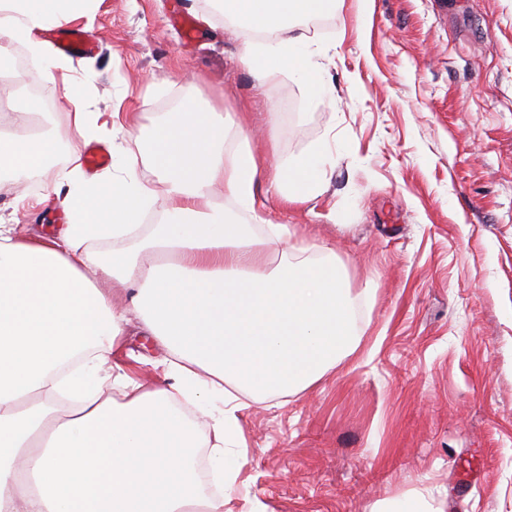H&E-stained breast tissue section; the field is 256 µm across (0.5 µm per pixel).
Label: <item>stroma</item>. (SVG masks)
<instances>
[{"instance_id":"35a3bbf8","label":"stroma","mask_w":512,"mask_h":512,"mask_svg":"<svg viewBox=\"0 0 512 512\" xmlns=\"http://www.w3.org/2000/svg\"><path fill=\"white\" fill-rule=\"evenodd\" d=\"M326 18L300 24L325 46L316 96L285 69L257 85L240 62L254 33L212 0H102L84 28L96 50L68 55L63 78L11 47L17 98L40 102L58 152L0 187V216L56 235L67 219L45 186L94 144L143 154L187 100L233 113L225 156L329 150L315 198L286 207L259 184L253 233L285 224L335 251L361 343L311 388L239 411L246 463L226 512H380L402 496L512 512V0H336ZM78 106L97 139L73 125ZM116 112L134 114L130 133H113ZM132 355L138 383L161 386L165 353L134 324L114 359Z\"/></svg>"}]
</instances>
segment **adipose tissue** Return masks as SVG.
I'll return each instance as SVG.
<instances>
[{"label": "adipose tissue", "instance_id": "obj_1", "mask_svg": "<svg viewBox=\"0 0 512 512\" xmlns=\"http://www.w3.org/2000/svg\"><path fill=\"white\" fill-rule=\"evenodd\" d=\"M100 0H0V39L27 47L46 74L60 63L39 34L91 19ZM333 0H224V10L265 41L247 44L242 64L258 80L281 68L311 93H325L323 47L288 35L290 22ZM31 100L0 113V183L19 181L53 154L55 141L32 135ZM138 158L112 152V169L87 176L73 167L44 188L68 222L58 237L21 238L0 224V512H223L224 497L202 492L200 448L213 451L217 482L234 483L245 458L239 395L255 400L306 390L360 345L354 300L332 248L282 253L288 227L254 238L225 221L210 194L223 186L257 217L261 168L249 146L224 155V116L184 102L150 134L148 176ZM270 186L283 205L319 195L321 154L293 167L274 163ZM165 197L162 220L136 252L85 249L135 233ZM137 317L143 335L170 357L167 386L152 390L101 371ZM77 408L55 403L59 393ZM211 409L199 437L177 398Z\"/></svg>", "mask_w": 512, "mask_h": 512}]
</instances>
